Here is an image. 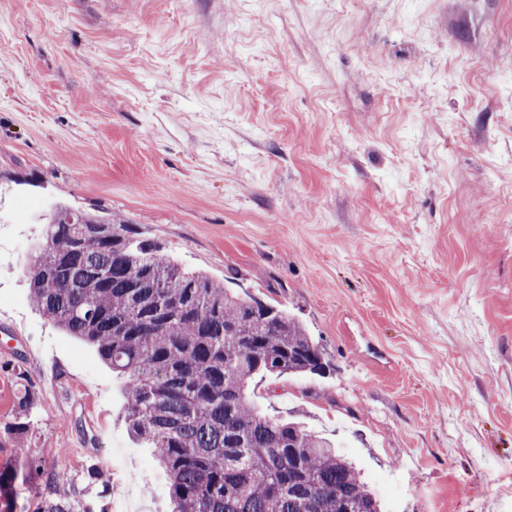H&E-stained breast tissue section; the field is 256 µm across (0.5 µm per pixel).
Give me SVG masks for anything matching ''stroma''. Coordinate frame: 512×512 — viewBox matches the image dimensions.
I'll list each match as a JSON object with an SVG mask.
<instances>
[{
  "mask_svg": "<svg viewBox=\"0 0 512 512\" xmlns=\"http://www.w3.org/2000/svg\"><path fill=\"white\" fill-rule=\"evenodd\" d=\"M57 205L299 320L327 374L254 400L385 512H512V0H0V468L170 512L123 380L31 300Z\"/></svg>",
  "mask_w": 512,
  "mask_h": 512,
  "instance_id": "obj_1",
  "label": "stroma"
}]
</instances>
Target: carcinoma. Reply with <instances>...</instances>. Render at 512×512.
Returning a JSON list of instances; mask_svg holds the SVG:
<instances>
[{
	"label": "carcinoma",
	"mask_w": 512,
	"mask_h": 512,
	"mask_svg": "<svg viewBox=\"0 0 512 512\" xmlns=\"http://www.w3.org/2000/svg\"><path fill=\"white\" fill-rule=\"evenodd\" d=\"M33 303L126 377L130 435L154 448L172 512H380L334 440L263 412L267 373H326L298 320L172 262L121 220L56 210L26 264ZM19 470L0 469V500Z\"/></svg>",
	"instance_id": "carcinoma-1"
}]
</instances>
